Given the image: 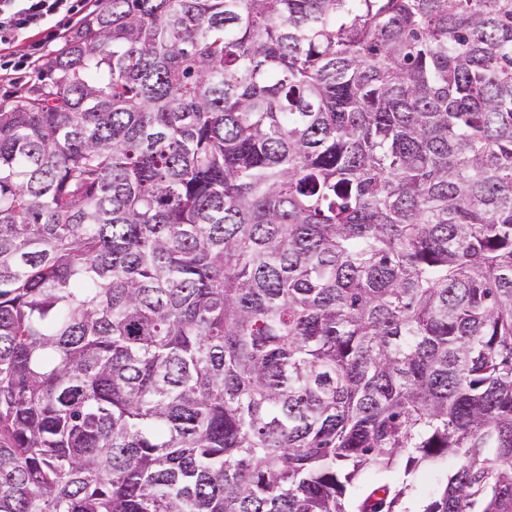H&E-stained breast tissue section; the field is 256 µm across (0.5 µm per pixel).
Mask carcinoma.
Returning a JSON list of instances; mask_svg holds the SVG:
<instances>
[{"instance_id": "carcinoma-1", "label": "carcinoma", "mask_w": 512, "mask_h": 512, "mask_svg": "<svg viewBox=\"0 0 512 512\" xmlns=\"http://www.w3.org/2000/svg\"><path fill=\"white\" fill-rule=\"evenodd\" d=\"M512 512V0H100L0 100V512ZM456 467L457 461L451 458L445 459L439 464L419 467L411 476L414 485L411 510H422L420 506L429 502L437 485L445 480Z\"/></svg>"}]
</instances>
